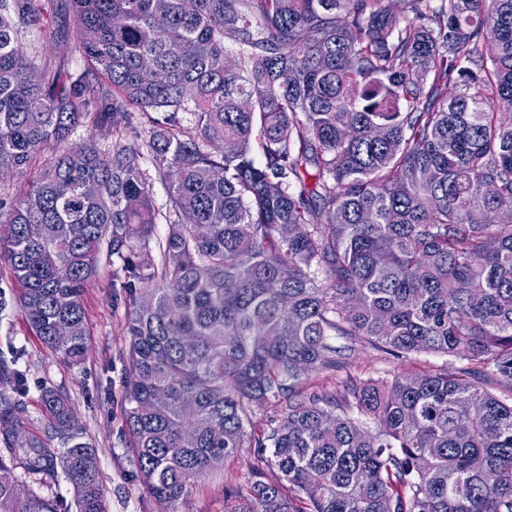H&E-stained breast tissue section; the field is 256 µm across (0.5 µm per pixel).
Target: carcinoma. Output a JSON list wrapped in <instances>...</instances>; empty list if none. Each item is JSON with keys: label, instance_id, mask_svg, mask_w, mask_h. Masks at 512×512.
I'll return each mask as SVG.
<instances>
[{"label": "carcinoma", "instance_id": "cac0c4a2", "mask_svg": "<svg viewBox=\"0 0 512 512\" xmlns=\"http://www.w3.org/2000/svg\"><path fill=\"white\" fill-rule=\"evenodd\" d=\"M49 9L73 14L86 71L47 74L22 38ZM504 103L512 0H0V171L54 152L0 205V261L72 365L84 289L101 256L118 264L121 411L169 512L248 442L260 465L224 512H512ZM134 108L149 131L129 141ZM85 121L100 136L69 144ZM338 336L462 365L364 379ZM3 379L0 472L60 469L76 512H106L67 396L43 390L48 435H25L26 374ZM271 404L283 417L248 437ZM0 512L61 509L13 480Z\"/></svg>", "mask_w": 512, "mask_h": 512}]
</instances>
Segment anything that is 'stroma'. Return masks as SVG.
I'll return each mask as SVG.
<instances>
[{"mask_svg": "<svg viewBox=\"0 0 512 512\" xmlns=\"http://www.w3.org/2000/svg\"><path fill=\"white\" fill-rule=\"evenodd\" d=\"M28 42L42 56L48 73L83 71L86 64L73 50L72 40H61L56 18H48L44 29L28 35ZM87 354L80 365L64 363L50 349L31 336L18 306L0 311V359L17 360L25 370L29 394L28 432L41 431L39 396L53 387L67 395L84 441L97 450L98 471L104 489L107 512H165V507L137 477L129 436L121 413L124 376L127 368L128 312L115 297L112 269L102 265L99 275L84 290ZM435 353L413 355L399 362L364 349L356 371L362 377H378L393 372L419 371L443 365ZM257 451L243 448L224 466L208 472L192 483L180 512H224V488L242 487Z\"/></svg>", "mask_w": 512, "mask_h": 512, "instance_id": "stroma-1", "label": "stroma"}]
</instances>
